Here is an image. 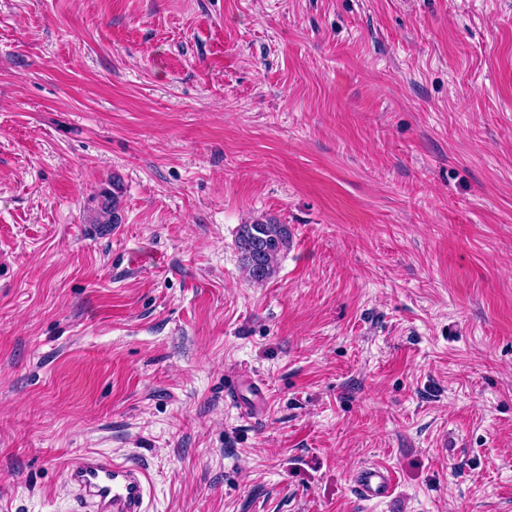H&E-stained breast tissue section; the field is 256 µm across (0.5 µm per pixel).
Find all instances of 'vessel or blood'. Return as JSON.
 Instances as JSON below:
<instances>
[{
	"label": "vessel or blood",
	"mask_w": 512,
	"mask_h": 512,
	"mask_svg": "<svg viewBox=\"0 0 512 512\" xmlns=\"http://www.w3.org/2000/svg\"><path fill=\"white\" fill-rule=\"evenodd\" d=\"M66 479L83 512H145L149 478L143 466L87 452L69 463ZM394 482L393 471L378 464L363 467L355 477L361 494L371 500L388 497Z\"/></svg>",
	"instance_id": "obj_1"
}]
</instances>
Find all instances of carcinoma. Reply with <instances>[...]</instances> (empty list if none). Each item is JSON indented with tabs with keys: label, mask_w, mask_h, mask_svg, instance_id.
<instances>
[{
	"label": "carcinoma",
	"mask_w": 512,
	"mask_h": 512,
	"mask_svg": "<svg viewBox=\"0 0 512 512\" xmlns=\"http://www.w3.org/2000/svg\"><path fill=\"white\" fill-rule=\"evenodd\" d=\"M96 224H119V195L112 193L103 196L94 219ZM291 243V231L286 224L270 220L256 219L240 226L236 248L247 272L255 284H263L277 273L281 254Z\"/></svg>",
	"instance_id": "obj_1"
}]
</instances>
